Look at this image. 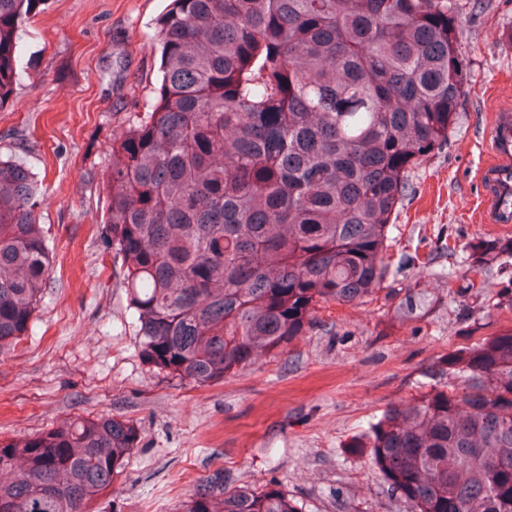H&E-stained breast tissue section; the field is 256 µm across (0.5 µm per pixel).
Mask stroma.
Here are the masks:
<instances>
[{
	"mask_svg": "<svg viewBox=\"0 0 512 512\" xmlns=\"http://www.w3.org/2000/svg\"><path fill=\"white\" fill-rule=\"evenodd\" d=\"M467 67L448 141L414 166L393 215L394 260L361 304L200 386L147 364L102 233L110 139L160 84L151 37L168 0H40L23 25L28 76L0 105V155L27 160L53 270L34 324L0 355V438L69 417L133 422L138 445L93 512H184L200 480L283 490L303 512H409L359 448L390 405L431 391L433 370L512 327V227L479 221V171L496 100L512 98V0H461ZM430 256L416 276L404 255ZM489 292L463 291L475 270ZM413 288L414 318L397 304Z\"/></svg>",
	"mask_w": 512,
	"mask_h": 512,
	"instance_id": "stroma-1",
	"label": "stroma"
}]
</instances>
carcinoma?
<instances>
[{"mask_svg": "<svg viewBox=\"0 0 512 512\" xmlns=\"http://www.w3.org/2000/svg\"><path fill=\"white\" fill-rule=\"evenodd\" d=\"M36 0H0V104ZM161 83L112 136L103 229L145 362L206 385L281 351L391 266L407 174L448 141L467 84L459 0H170ZM40 184L0 157V353L52 270ZM460 382L384 411L369 454L410 512H512V328L448 357ZM138 430L76 418L0 439V512H90ZM185 512H302L204 478Z\"/></svg>", "mask_w": 512, "mask_h": 512, "instance_id": "1", "label": "carcinoma"}]
</instances>
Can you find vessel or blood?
<instances>
[{
  "instance_id": "b4317fda",
  "label": "vessel or blood",
  "mask_w": 512,
  "mask_h": 512,
  "mask_svg": "<svg viewBox=\"0 0 512 512\" xmlns=\"http://www.w3.org/2000/svg\"><path fill=\"white\" fill-rule=\"evenodd\" d=\"M489 160L482 177L486 186L484 221L512 224V105L499 104L487 141Z\"/></svg>"
}]
</instances>
